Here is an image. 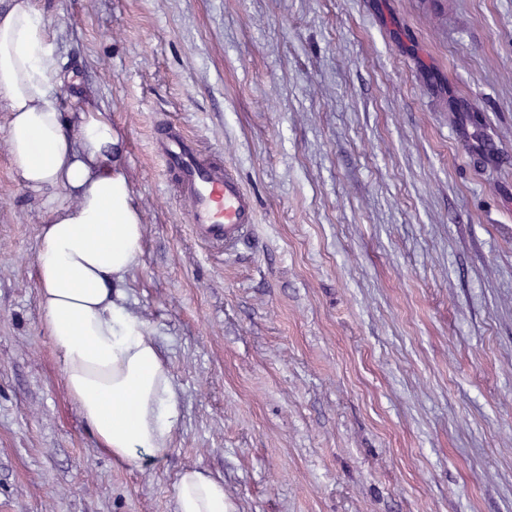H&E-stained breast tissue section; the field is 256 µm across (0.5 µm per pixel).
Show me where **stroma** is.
<instances>
[{
  "label": "stroma",
  "instance_id": "1",
  "mask_svg": "<svg viewBox=\"0 0 512 512\" xmlns=\"http://www.w3.org/2000/svg\"><path fill=\"white\" fill-rule=\"evenodd\" d=\"M120 133L144 228L125 288L170 370L161 459L114 461L42 324L62 192L12 171L0 99V512H512V0H42ZM255 222L198 240L163 123ZM176 512H229L224 482L202 470L183 471L176 486Z\"/></svg>",
  "mask_w": 512,
  "mask_h": 512
}]
</instances>
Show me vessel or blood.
Instances as JSON below:
<instances>
[{
  "mask_svg": "<svg viewBox=\"0 0 512 512\" xmlns=\"http://www.w3.org/2000/svg\"><path fill=\"white\" fill-rule=\"evenodd\" d=\"M157 148L174 173L188 223L207 244L240 242L254 221L249 194L232 174L206 159L196 143L182 134L165 133Z\"/></svg>",
  "mask_w": 512,
  "mask_h": 512,
  "instance_id": "obj_1",
  "label": "vessel or blood"
}]
</instances>
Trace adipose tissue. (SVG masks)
I'll return each mask as SVG.
<instances>
[{
  "instance_id": "adipose-tissue-1",
  "label": "adipose tissue",
  "mask_w": 512,
  "mask_h": 512,
  "mask_svg": "<svg viewBox=\"0 0 512 512\" xmlns=\"http://www.w3.org/2000/svg\"><path fill=\"white\" fill-rule=\"evenodd\" d=\"M67 75L41 0H11L0 12V96L9 113L12 170L26 189L74 194L39 232L35 260L43 324L67 392L100 448L113 459H159L172 446L179 402L147 324L123 286L143 253V225L112 154L119 132L82 101L66 121ZM176 512H228L224 484L188 469Z\"/></svg>"
}]
</instances>
